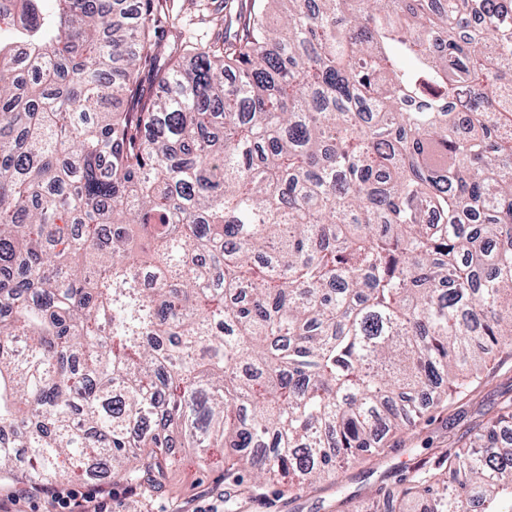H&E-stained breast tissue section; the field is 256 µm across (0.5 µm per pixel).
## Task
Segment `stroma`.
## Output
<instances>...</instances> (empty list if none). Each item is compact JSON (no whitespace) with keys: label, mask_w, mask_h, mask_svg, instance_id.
I'll return each instance as SVG.
<instances>
[{"label":"stroma","mask_w":512,"mask_h":512,"mask_svg":"<svg viewBox=\"0 0 512 512\" xmlns=\"http://www.w3.org/2000/svg\"><path fill=\"white\" fill-rule=\"evenodd\" d=\"M183 6L181 24L187 35L211 41L224 37V0H201L200 9ZM512 398V359L495 362L475 392L456 398L447 406L429 409L413 433L396 437L389 453L378 461L358 466L335 483L293 495L272 482L256 493L237 498L232 512H332L336 501H344L345 512H386L379 499L380 485H392L399 475L417 463L434 460L447 447L450 435H462L483 414L494 413ZM224 472L214 467L199 469L191 451L178 449L168 484L161 489L131 487L122 482L76 478L57 489V495L107 501L111 512H223ZM51 495L33 491L16 481L0 485V504L16 505L19 512H60Z\"/></svg>","instance_id":"obj_1"}]
</instances>
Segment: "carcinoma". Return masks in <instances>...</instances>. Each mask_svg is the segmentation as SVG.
<instances>
[{
	"label": "carcinoma",
	"instance_id": "carcinoma-1",
	"mask_svg": "<svg viewBox=\"0 0 512 512\" xmlns=\"http://www.w3.org/2000/svg\"><path fill=\"white\" fill-rule=\"evenodd\" d=\"M42 2L0 0V481L162 488L174 428L300 492L512 357V0H236L222 42ZM511 423L391 512H512Z\"/></svg>",
	"mask_w": 512,
	"mask_h": 512
}]
</instances>
